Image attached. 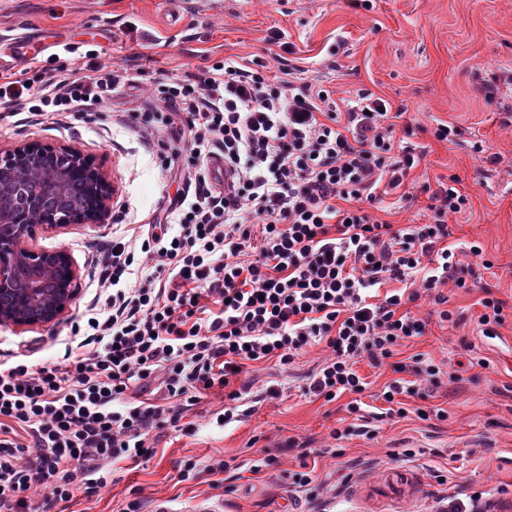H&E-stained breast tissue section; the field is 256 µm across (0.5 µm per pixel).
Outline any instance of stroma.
I'll use <instances>...</instances> for the list:
<instances>
[{"label": "stroma", "instance_id": "stroma-1", "mask_svg": "<svg viewBox=\"0 0 512 512\" xmlns=\"http://www.w3.org/2000/svg\"><path fill=\"white\" fill-rule=\"evenodd\" d=\"M273 30L282 32L280 43L269 42ZM16 38L24 39L28 57L50 69L68 61V43L92 62L151 79L202 74L226 57L276 55L334 99L371 91L391 108L406 109L426 151L410 174L409 199H386L384 220L425 223L422 185L457 177L472 208L451 220V239L480 241L493 263L488 270L476 267L475 288L450 295L466 324L431 319L424 336L398 349L400 358L421 353L442 362L444 372H458V381L424 402L444 410V418L384 416L380 393L393 373L364 360L358 371L368 385L361 400L372 433L332 439L331 431L353 417L345 399L327 403L303 394L302 377L321 356L314 348L290 368L268 364L279 400L255 404L249 416L219 428L209 416L220 396L203 397L188 416L194 433L165 430L148 463H118L113 484L66 512H120L136 497L144 502L142 512L160 504L188 512L206 501L222 512H450L462 503L512 512V317L491 338L475 324L483 286L512 306V126L502 124L512 110V0H373L368 10L357 0H0V46ZM491 80L500 93L488 103L479 89ZM151 108L139 91L124 86L108 112H70L55 123L0 112L1 151L32 142L75 147L101 164L112 186L104 223L37 232L36 250L65 252L76 266V296L55 323L0 325V351L26 353L35 362L62 356L65 336L100 295L95 267L104 246L126 223L151 213L165 218L183 186V170L178 160L162 170L159 159L182 151L187 135L174 130L146 139L138 115ZM440 121L461 128L456 143L432 137ZM477 143L483 152L474 151ZM471 356L488 359V367L468 366ZM291 437L305 444L324 484L314 500L295 498L297 450L282 453L276 466L250 470L263 448ZM408 448L414 456H405ZM186 458L221 459L235 473L224 488L181 482L177 466Z\"/></svg>", "mask_w": 512, "mask_h": 512}]
</instances>
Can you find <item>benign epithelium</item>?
<instances>
[{
  "instance_id": "7a95c632",
  "label": "benign epithelium",
  "mask_w": 512,
  "mask_h": 512,
  "mask_svg": "<svg viewBox=\"0 0 512 512\" xmlns=\"http://www.w3.org/2000/svg\"><path fill=\"white\" fill-rule=\"evenodd\" d=\"M82 177L90 190L89 208L78 215L53 201L70 193ZM112 187L104 171L75 148L28 143L0 151V324H47L67 310L75 296L76 270L62 251L29 246L40 229L65 224H101L107 218ZM52 281L56 288L44 285ZM39 308L31 317L27 308Z\"/></svg>"
}]
</instances>
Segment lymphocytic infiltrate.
I'll return each mask as SVG.
<instances>
[{"label": "lymphocytic infiltrate", "mask_w": 512, "mask_h": 512, "mask_svg": "<svg viewBox=\"0 0 512 512\" xmlns=\"http://www.w3.org/2000/svg\"><path fill=\"white\" fill-rule=\"evenodd\" d=\"M126 80L99 63L76 79L38 67L29 84L0 83V106L47 120L102 112ZM136 86L164 105L145 121L148 134L190 136L166 215L177 232L113 237L104 303L84 334L66 338L60 360H0V512H52L76 494L98 495L116 463L155 456L152 431H194L186 415L201 395L221 392L217 425L239 420L251 388L262 402L280 397L261 381L266 363L290 366L316 346L324 355L304 394L350 395L348 414L361 416L357 365L389 359L388 415L429 419L407 400L440 388L443 369L421 354L394 361L393 348L426 333L412 305L462 324L449 290L468 288L471 259L492 266L479 241L450 239L449 219L471 207L458 178L430 193L426 223L379 218L425 153L409 140L413 127L396 142L403 114L374 93L339 102L272 75L270 61L230 57L201 76ZM214 156L233 175L229 189L208 168Z\"/></svg>", "instance_id": "f902f5d3"}]
</instances>
